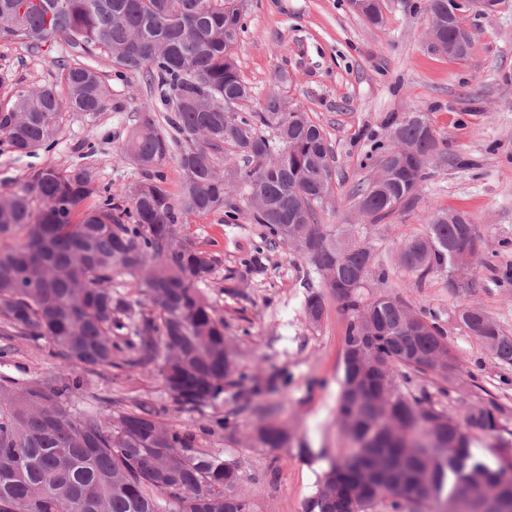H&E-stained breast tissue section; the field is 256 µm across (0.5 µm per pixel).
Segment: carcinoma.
Returning a JSON list of instances; mask_svg holds the SVG:
<instances>
[{"instance_id":"obj_1","label":"carcinoma","mask_w":512,"mask_h":512,"mask_svg":"<svg viewBox=\"0 0 512 512\" xmlns=\"http://www.w3.org/2000/svg\"><path fill=\"white\" fill-rule=\"evenodd\" d=\"M452 0H428L429 31L448 57L461 52L463 17H448ZM244 29L237 0H0V43L61 40L70 51L108 58L119 73L142 71L162 107L143 108L120 146L141 180L114 190L91 167L43 166L18 190L0 193V322L19 336L46 338L70 376L4 386L0 398V512H253L238 490L239 468L197 446L198 434L166 426L164 408L149 400L105 417L95 402L77 409L80 372L115 365L112 342L126 327L135 340L123 365L163 360L165 388L178 409L224 403V319L205 294L218 260L183 237L192 215L240 212L264 239L290 245L325 276L346 317L338 418L353 442L367 444L359 466L351 453L329 463L307 512H434L463 499L470 486L495 487L498 458H479L470 430L500 429L492 400L454 415L426 397L403 393L394 369L426 371L399 350L421 319L415 350L440 351L439 373L457 379L460 366L433 320L398 294L363 297L371 245L342 238L319 223L322 202L335 191L334 155L306 109L276 94L259 111L244 112L251 87L243 80L234 43ZM109 89L91 63L66 64L57 85L15 91L0 108V136L19 154L48 150L66 116L107 108ZM386 175L354 189V206L372 224L412 207L430 160L444 140L423 112L387 118ZM176 163L180 193L166 187L162 167ZM479 250L471 218L436 210L424 232L401 249L403 265L427 275L454 267L455 248ZM133 277L140 299L119 291ZM324 300L308 296L305 313L317 323ZM458 320L482 348L512 365V336L482 308L465 305ZM442 453L432 457L427 444Z\"/></svg>"}]
</instances>
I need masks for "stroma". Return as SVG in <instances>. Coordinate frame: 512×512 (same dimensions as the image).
I'll return each mask as SVG.
<instances>
[{
	"mask_svg": "<svg viewBox=\"0 0 512 512\" xmlns=\"http://www.w3.org/2000/svg\"><path fill=\"white\" fill-rule=\"evenodd\" d=\"M382 6L384 21L375 26L349 0H242L244 30L236 51L252 89L250 107L261 109L277 94L303 105L324 129L336 174L323 223L370 242L369 287L386 273L388 290L436 316L463 367L451 383L436 372L399 369L396 386L453 414L464 404L495 400L503 409L501 425L512 432V366L484 351L456 319L462 306L476 304L512 336V0L481 16L466 12L475 47L463 61L431 47L426 0H383ZM71 58L59 42L0 43V106L15 86L54 83L60 62ZM98 66L111 94L107 110L67 116L57 144L31 156L13 152L0 138V192L21 188L32 169L84 160L100 183L118 189L137 179L118 148L140 109L152 104L149 87L142 74L117 73L106 59ZM408 112L428 114L448 144V159L431 162L412 210L368 223L351 192L380 172L374 147L389 140L387 117ZM437 208L472 216L479 251L468 268L422 276L401 263L400 253ZM180 233L219 260L207 293L237 355L223 404L179 410L156 362L88 369L73 403L80 409L93 395H107L100 409L108 416L130 408L132 400L149 399L166 407L165 424L212 427L199 446L237 463L238 489L254 512H306L330 460L353 446L337 418L346 329L340 305L309 261L286 244L265 242L247 214L229 223L220 211L194 216ZM313 292L325 301L317 323L305 314ZM68 372L47 340L0 335L1 376L24 383ZM265 423L286 430L284 447L255 441V428Z\"/></svg>",
	"mask_w": 512,
	"mask_h": 512,
	"instance_id": "1",
	"label": "stroma"
}]
</instances>
